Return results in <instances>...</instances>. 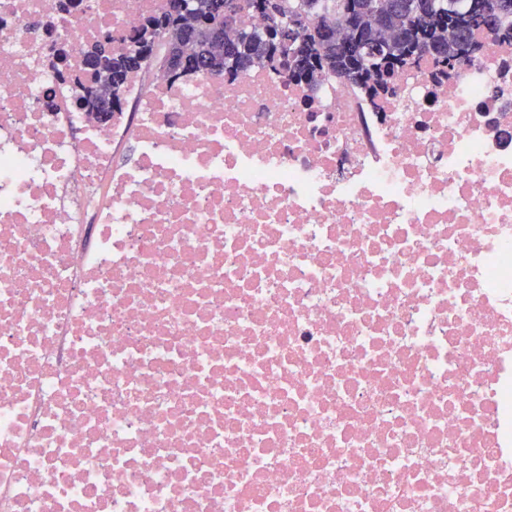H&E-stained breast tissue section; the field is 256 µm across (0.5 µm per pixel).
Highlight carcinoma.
<instances>
[{
    "label": "carcinoma",
    "instance_id": "cac0c4a2",
    "mask_svg": "<svg viewBox=\"0 0 512 512\" xmlns=\"http://www.w3.org/2000/svg\"><path fill=\"white\" fill-rule=\"evenodd\" d=\"M228 0H198L195 40L185 55V72L227 74L235 77L256 67L286 74L298 84L318 86L329 74L375 94L390 88L391 80L412 71L425 57L423 47L437 44L443 52L433 56L443 67L454 69L472 59L466 47L477 48L475 33L484 31L498 43L512 47V0H495L496 10L487 14L483 0H407L392 12L387 0H279L277 14L264 17L273 39L285 40L281 56L267 48V37L245 25L224 29V55L215 56L210 34L220 24ZM305 15L313 24L300 38L288 41L284 25ZM333 26L329 36L318 30ZM182 48V26L172 10L144 20L107 59L111 73L112 104L121 102L126 74L137 70L154 54L155 44Z\"/></svg>",
    "mask_w": 512,
    "mask_h": 512
}]
</instances>
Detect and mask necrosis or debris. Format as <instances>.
<instances>
[{"label": "necrosis or debris", "mask_w": 512, "mask_h": 512, "mask_svg": "<svg viewBox=\"0 0 512 512\" xmlns=\"http://www.w3.org/2000/svg\"><path fill=\"white\" fill-rule=\"evenodd\" d=\"M166 3L0 0V512H512V48L91 116Z\"/></svg>", "instance_id": "obj_1"}]
</instances>
